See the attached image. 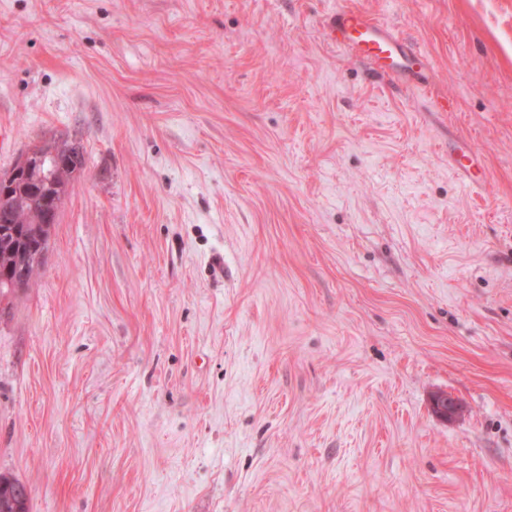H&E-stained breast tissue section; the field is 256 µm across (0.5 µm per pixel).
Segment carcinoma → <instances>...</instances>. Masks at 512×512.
<instances>
[{
    "mask_svg": "<svg viewBox=\"0 0 512 512\" xmlns=\"http://www.w3.org/2000/svg\"><path fill=\"white\" fill-rule=\"evenodd\" d=\"M85 161L76 165L68 161L47 166L28 176L13 178L10 185H0V194L7 193L9 223H0V296L18 288L28 287L43 265L42 252L48 249L51 226L41 222L46 195L37 182L39 176L51 180L55 195L67 196L74 173L83 169ZM25 487L20 480L0 475V512H29L26 502L15 495Z\"/></svg>",
    "mask_w": 512,
    "mask_h": 512,
    "instance_id": "1",
    "label": "carcinoma"
}]
</instances>
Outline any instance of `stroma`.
Wrapping results in <instances>:
<instances>
[{"mask_svg":"<svg viewBox=\"0 0 512 512\" xmlns=\"http://www.w3.org/2000/svg\"><path fill=\"white\" fill-rule=\"evenodd\" d=\"M54 142L85 165L0 296L30 512H512V0H0V177ZM322 27L326 38L336 47L366 59L383 75L399 76L415 88L426 86L425 56L388 24L359 11L339 8L325 17ZM448 165L457 173L462 174L471 188L477 190L483 188L486 181L485 174L480 170L474 169L471 164L463 163L456 153H449Z\"/></svg>","mask_w":512,"mask_h":512,"instance_id":"obj_1","label":"stroma"}]
</instances>
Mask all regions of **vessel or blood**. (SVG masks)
I'll return each instance as SVG.
<instances>
[{"mask_svg":"<svg viewBox=\"0 0 512 512\" xmlns=\"http://www.w3.org/2000/svg\"><path fill=\"white\" fill-rule=\"evenodd\" d=\"M322 27L330 42L366 59L382 74L399 76L415 88L426 86L424 55L388 24L355 10L339 8L325 17ZM448 165L462 174L471 188H483L486 181L484 173L463 163L457 154H449Z\"/></svg>","mask_w":512,"mask_h":512,"instance_id":"1","label":"vessel or blood"}]
</instances>
